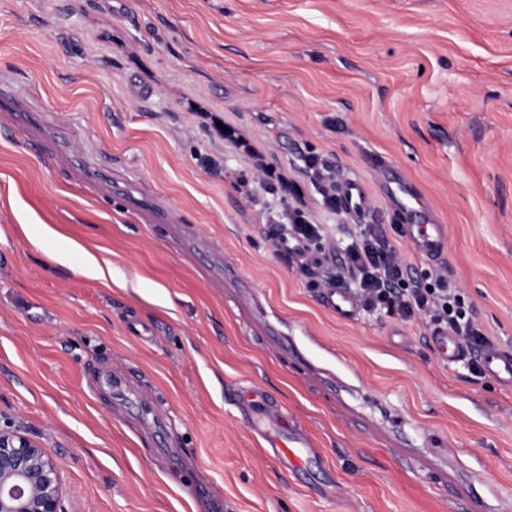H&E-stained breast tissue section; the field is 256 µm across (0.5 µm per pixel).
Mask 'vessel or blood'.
Masks as SVG:
<instances>
[{"mask_svg":"<svg viewBox=\"0 0 512 512\" xmlns=\"http://www.w3.org/2000/svg\"><path fill=\"white\" fill-rule=\"evenodd\" d=\"M342 195L350 212L361 215L366 197L359 183L347 180L341 185ZM405 237L420 256L438 259L444 250L447 227L436 221L407 224ZM317 299L325 309L342 320H355L359 308L353 293L346 288L329 286L319 289ZM428 342L441 361L457 363L476 358L485 376L504 388H512V351L497 345L472 351L458 336L448 330L432 329ZM239 408L252 432L265 444L267 453L285 469L294 471L317 464L318 456L310 441L289 426L287 418L262 392L242 387L238 390Z\"/></svg>","mask_w":512,"mask_h":512,"instance_id":"1","label":"vessel or blood"}]
</instances>
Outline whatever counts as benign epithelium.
<instances>
[{"instance_id": "1", "label": "benign epithelium", "mask_w": 512, "mask_h": 512, "mask_svg": "<svg viewBox=\"0 0 512 512\" xmlns=\"http://www.w3.org/2000/svg\"><path fill=\"white\" fill-rule=\"evenodd\" d=\"M60 472L33 436L0 430V512H62Z\"/></svg>"}]
</instances>
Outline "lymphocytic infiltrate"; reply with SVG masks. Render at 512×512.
Segmentation results:
<instances>
[{
	"label": "lymphocytic infiltrate",
	"mask_w": 512,
	"mask_h": 512,
	"mask_svg": "<svg viewBox=\"0 0 512 512\" xmlns=\"http://www.w3.org/2000/svg\"><path fill=\"white\" fill-rule=\"evenodd\" d=\"M282 215L285 223L274 243L276 253L297 260L307 276L350 288L363 313L398 320L421 315L430 326L448 329L472 349L487 345L472 306L447 272L407 263L384 225L344 228L342 259L332 265L324 255V226L310 221L298 207L285 209Z\"/></svg>",
	"instance_id": "obj_1"
}]
</instances>
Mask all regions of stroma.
<instances>
[{
	"label": "stroma",
	"mask_w": 512,
	"mask_h": 512,
	"mask_svg": "<svg viewBox=\"0 0 512 512\" xmlns=\"http://www.w3.org/2000/svg\"><path fill=\"white\" fill-rule=\"evenodd\" d=\"M0 87L40 117L0 111V429L41 442L64 512H512V389L440 361L425 318L324 309L267 213L352 223L326 199L360 180L364 223L512 350V0H0ZM425 215L433 261L398 230ZM241 386L321 472L266 455Z\"/></svg>",
	"instance_id": "35a3bbf8"
}]
</instances>
